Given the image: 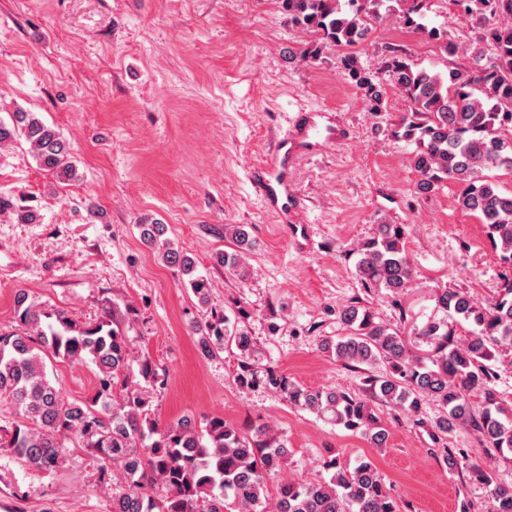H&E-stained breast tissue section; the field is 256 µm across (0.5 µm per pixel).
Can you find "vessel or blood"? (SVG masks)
Wrapping results in <instances>:
<instances>
[{
    "label": "vessel or blood",
    "instance_id": "1",
    "mask_svg": "<svg viewBox=\"0 0 512 512\" xmlns=\"http://www.w3.org/2000/svg\"><path fill=\"white\" fill-rule=\"evenodd\" d=\"M308 150V143L302 141L281 144L277 152L270 155L265 167L255 174L254 182L268 207L284 214L301 206L302 200L295 195L289 180V167L296 155Z\"/></svg>",
    "mask_w": 512,
    "mask_h": 512
}]
</instances>
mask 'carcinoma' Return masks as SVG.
<instances>
[{
	"mask_svg": "<svg viewBox=\"0 0 512 512\" xmlns=\"http://www.w3.org/2000/svg\"><path fill=\"white\" fill-rule=\"evenodd\" d=\"M477 22L476 40L459 49L448 31L421 22L428 0H282L288 19L319 35L303 51L307 59L324 50L347 48V76L366 94L370 110L380 112L385 86L399 90L407 112L394 126L398 141L415 145L411 155L419 175L416 190L431 192L445 181L460 185L457 205L485 225L500 263L512 268V192L499 189L495 171L512 174V0H455ZM396 16L399 22L436 42L446 54L473 60L470 66L434 72L390 51L380 71L364 66L355 48L371 34V22ZM27 142L39 166L58 181L75 173L69 144L34 113L17 111L0 119V144ZM140 237L162 252L206 307L209 317L193 325L203 357L228 347L238 351L243 387L267 382L286 400L353 433L378 448L388 434L373 408L379 402L409 412L424 399L442 414L436 428L446 433L460 426L479 432L489 447L512 454V405L506 406L490 386L491 361L512 348V278L504 277L496 295L479 304L466 293L444 288L438 307L466 325L464 333L445 321L418 330L429 344L424 357L408 348L400 331L374 320L356 306L342 316L347 333L324 348L351 366L384 364L389 372L370 375L365 393L312 389L272 374L260 376L252 358L255 345L248 329L209 303L211 284L198 274L194 259L169 241L158 240L160 224L138 225ZM233 252L216 261L243 271V257L254 247L245 224L224 226ZM414 274L402 224H380L359 249L356 275L367 286L392 294L408 287ZM17 326L0 333V399L13 408L15 420L0 434V448L21 465L56 472L65 461L64 441L74 438L95 457L99 481L119 480L111 512H399L384 479L369 460L350 468L329 462V479H283L269 482L288 462V440L267 426L244 431L213 416L198 425L185 416L159 426L150 405V389L164 385L149 354L132 369L131 341L117 321L82 323L62 310L46 311L24 292L15 297ZM91 363L97 388L89 400H68L47 373L46 360ZM480 405L470 401L472 393ZM472 476L490 487L495 512H512V488L495 483L492 472L470 466Z\"/></svg>",
	"mask_w": 512,
	"mask_h": 512,
	"instance_id": "carcinoma-1",
	"label": "carcinoma"
}]
</instances>
